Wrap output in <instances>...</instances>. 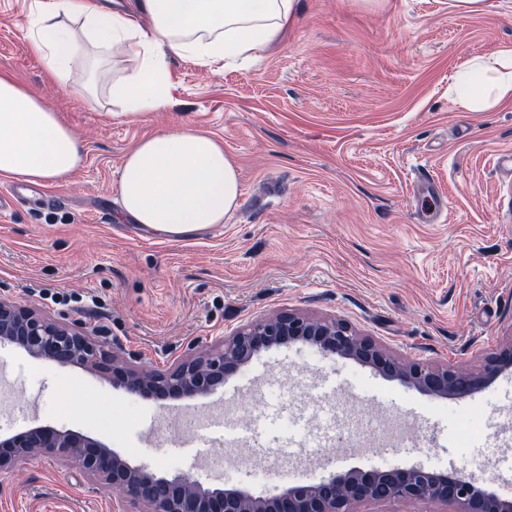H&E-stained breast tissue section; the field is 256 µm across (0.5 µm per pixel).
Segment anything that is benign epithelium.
<instances>
[{
    "label": "benign epithelium",
    "instance_id": "1",
    "mask_svg": "<svg viewBox=\"0 0 512 512\" xmlns=\"http://www.w3.org/2000/svg\"><path fill=\"white\" fill-rule=\"evenodd\" d=\"M0 339L34 359L79 365L128 394L162 400L208 394L259 352L298 342L354 359L388 379L436 397L476 392L512 370V339L485 356L474 370L402 364L344 320H315L291 312L241 328L207 358H178L158 372L128 363L82 326L47 319L2 298ZM36 456L74 462L85 478L121 489L123 497L112 505V512H350L353 503L391 499L436 501L450 507L449 512H512V497L499 493L495 488L499 477L487 469L479 478L464 468L450 478L420 465L387 471L350 470L318 482L286 486L272 495L255 496L233 488H204L186 477H160L131 465L79 432L41 426L0 439L1 473Z\"/></svg>",
    "mask_w": 512,
    "mask_h": 512
}]
</instances>
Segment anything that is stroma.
Here are the masks:
<instances>
[{"label": "stroma", "mask_w": 512, "mask_h": 512, "mask_svg": "<svg viewBox=\"0 0 512 512\" xmlns=\"http://www.w3.org/2000/svg\"><path fill=\"white\" fill-rule=\"evenodd\" d=\"M32 0H0V71L56 112L84 150L82 166L45 185L54 204H15L0 221V298L79 323L121 356L163 370L206 352L240 326L282 312L349 322L400 358L462 369L512 338V177L494 160L512 150V100L468 112L448 98L458 68L512 48V0L482 13L448 0H301L298 18L252 56L215 73L169 57L166 109L123 114L108 95L66 93L30 51ZM189 126L221 139L237 166L240 204L224 223L172 240L125 221L117 186L141 139ZM443 192L447 221L423 224L415 170ZM25 413L0 435L51 426L103 442L131 465L205 487L265 495L352 469L421 465L448 473L475 455L512 480V373L474 396L441 399L371 367L300 343L257 354L247 377L282 386L271 406L226 399L129 396L97 373L30 358L0 341V369ZM378 391L365 426L317 447L336 393L316 373ZM300 425L283 433L284 414ZM477 415L483 438L455 446L451 424ZM196 420L210 449L184 457L163 419ZM288 442L287 464L266 444ZM237 456L224 473V458ZM119 493L43 457L0 475V512H112Z\"/></svg>", "instance_id": "obj_1"}]
</instances>
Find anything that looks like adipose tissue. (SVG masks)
<instances>
[{"label": "adipose tissue", "mask_w": 512, "mask_h": 512, "mask_svg": "<svg viewBox=\"0 0 512 512\" xmlns=\"http://www.w3.org/2000/svg\"><path fill=\"white\" fill-rule=\"evenodd\" d=\"M300 0H139L149 30L133 22L124 0H53L32 9L28 45L67 92L97 101L108 57L129 61L113 73L112 100L123 113L169 103L166 61L173 54L212 69L274 41ZM448 94L461 108L485 112L512 99V49L470 58ZM83 163V149L55 112L16 77L0 73V178L48 184ZM124 219L178 240L223 223L240 188L224 143L190 127L140 140L125 156L118 183Z\"/></svg>", "instance_id": "ef3b65f1"}]
</instances>
